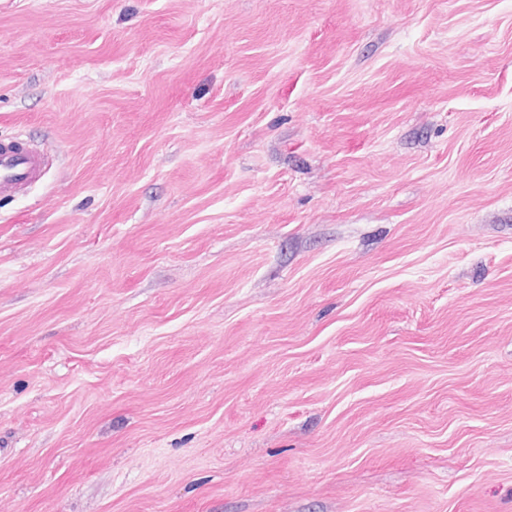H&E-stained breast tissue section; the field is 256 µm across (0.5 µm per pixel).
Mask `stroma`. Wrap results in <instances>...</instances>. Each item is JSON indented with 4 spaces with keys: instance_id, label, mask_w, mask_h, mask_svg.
I'll return each instance as SVG.
<instances>
[{
    "instance_id": "35a3bbf8",
    "label": "stroma",
    "mask_w": 512,
    "mask_h": 512,
    "mask_svg": "<svg viewBox=\"0 0 512 512\" xmlns=\"http://www.w3.org/2000/svg\"><path fill=\"white\" fill-rule=\"evenodd\" d=\"M0 512H512V0H0ZM47 158L33 143L15 138L0 140V197L28 189L42 178Z\"/></svg>"
}]
</instances>
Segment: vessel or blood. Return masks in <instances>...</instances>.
Returning <instances> with one entry per match:
<instances>
[{
  "instance_id": "vessel-or-blood-1",
  "label": "vessel or blood",
  "mask_w": 512,
  "mask_h": 512,
  "mask_svg": "<svg viewBox=\"0 0 512 512\" xmlns=\"http://www.w3.org/2000/svg\"><path fill=\"white\" fill-rule=\"evenodd\" d=\"M47 158L33 143L15 138L0 140V197L28 189L42 178Z\"/></svg>"
}]
</instances>
